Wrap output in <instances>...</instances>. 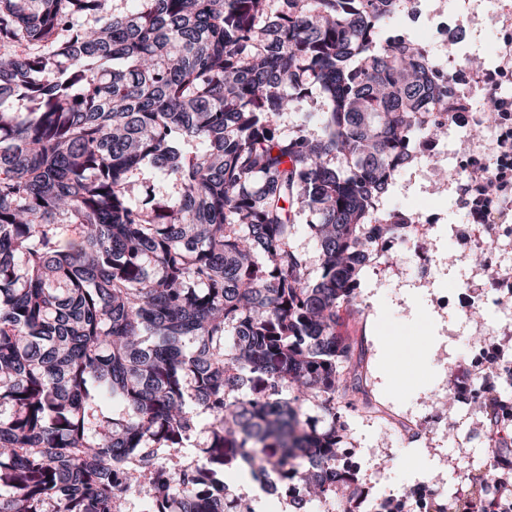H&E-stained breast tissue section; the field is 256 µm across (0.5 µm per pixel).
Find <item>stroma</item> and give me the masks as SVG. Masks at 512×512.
<instances>
[{
	"mask_svg": "<svg viewBox=\"0 0 512 512\" xmlns=\"http://www.w3.org/2000/svg\"><path fill=\"white\" fill-rule=\"evenodd\" d=\"M512 0H423V20H444L453 39L460 67L446 69L457 91H470L473 112H483L492 93L472 88L475 66L494 67L496 49L505 34L503 13ZM495 127L479 137L449 127L437 156L402 170L395 178L385 209L431 221L426 277H418L405 260V244L393 242L382 269H368L358 290L353 313L345 314L344 330L356 347L350 367L357 377L358 400L348 415L349 431L341 443L343 458L352 462L360 488V512H372L375 502L403 496L416 485L440 498L455 495L462 474H483L494 455L512 459V426L489 438L490 424L474 401L483 383L475 379L459 390L458 373L472 366L488 342L502 344L512 356V308L499 305L497 288L483 289L484 303L470 311L468 291L450 287L470 278L477 259L466 239H453V227L468 221L456 190L455 175L470 154L484 155L494 147ZM430 320L431 348L413 367L412 379L397 387L386 366L384 350L391 337L410 346L420 324ZM451 405L447 422L424 427L418 440L403 434L406 422Z\"/></svg>",
	"mask_w": 512,
	"mask_h": 512,
	"instance_id": "stroma-1",
	"label": "stroma"
}]
</instances>
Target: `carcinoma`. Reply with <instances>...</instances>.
<instances>
[{"label": "carcinoma", "mask_w": 512, "mask_h": 512, "mask_svg": "<svg viewBox=\"0 0 512 512\" xmlns=\"http://www.w3.org/2000/svg\"><path fill=\"white\" fill-rule=\"evenodd\" d=\"M119 2L0 0V512H238L242 472L352 512L340 308L419 233L381 203L448 73L390 29L408 0ZM147 165L170 192L140 201ZM307 219L303 217L299 224L295 225V231L291 238L294 239L296 245L306 252L309 258V272L312 278L316 277L319 272V259L317 245L310 234V230L306 224Z\"/></svg>", "instance_id": "obj_1"}]
</instances>
